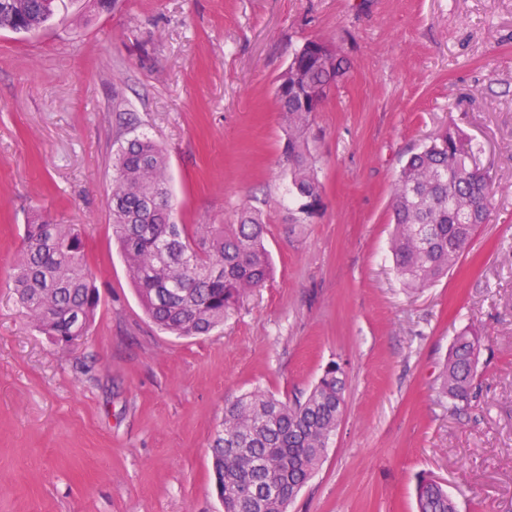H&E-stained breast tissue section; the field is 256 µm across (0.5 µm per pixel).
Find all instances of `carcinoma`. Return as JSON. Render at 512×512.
<instances>
[{"label":"carcinoma","instance_id":"1","mask_svg":"<svg viewBox=\"0 0 512 512\" xmlns=\"http://www.w3.org/2000/svg\"><path fill=\"white\" fill-rule=\"evenodd\" d=\"M51 19L45 0H11L9 8L0 9V29L15 33ZM298 68L304 79L300 89L276 93L288 132L283 162L295 201L318 207L322 186L307 147L310 112L301 92L331 87L345 67L323 65L308 48ZM472 156L473 148L464 147L461 134L448 128L411 155L399 172L390 201L397 228L392 253L408 288L446 274L488 219L493 184L487 173L470 168ZM167 168L165 153L149 137L134 134L120 141L109 202L112 233L152 322L170 335L207 336L224 324L243 292L272 279L267 227L251 208L243 209L235 224L192 229L178 223ZM10 280L19 305L40 332L64 348L78 344L99 303L80 225L34 215ZM478 355V340L461 332L441 374V392L456 405L474 397ZM346 379L344 364L333 362L302 402L288 404L254 391L225 406L223 429L212 444L215 477L224 484V512H250L234 492L240 482L261 488L277 481L298 490L305 485L338 426ZM416 497L418 512H457L443 484L431 478L419 480Z\"/></svg>","mask_w":512,"mask_h":512}]
</instances>
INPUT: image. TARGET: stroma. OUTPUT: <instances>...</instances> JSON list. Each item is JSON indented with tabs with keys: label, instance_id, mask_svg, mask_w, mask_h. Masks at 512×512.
Returning a JSON list of instances; mask_svg holds the SVG:
<instances>
[{
	"label": "stroma",
	"instance_id": "1",
	"mask_svg": "<svg viewBox=\"0 0 512 512\" xmlns=\"http://www.w3.org/2000/svg\"><path fill=\"white\" fill-rule=\"evenodd\" d=\"M337 47L312 113L323 186L288 202L275 88L295 49ZM496 194L448 275L405 287L389 209L407 158L445 128ZM153 139L181 224L259 211L274 275L200 338L146 316L112 235L116 142ZM79 224L100 301L60 350L6 272L33 212ZM480 338L470 406L440 371ZM345 363L342 421L288 512H415L419 476L458 512H512V0H67L35 35L0 30V512H224L210 444L224 405L304 400Z\"/></svg>",
	"mask_w": 512,
	"mask_h": 512
}]
</instances>
